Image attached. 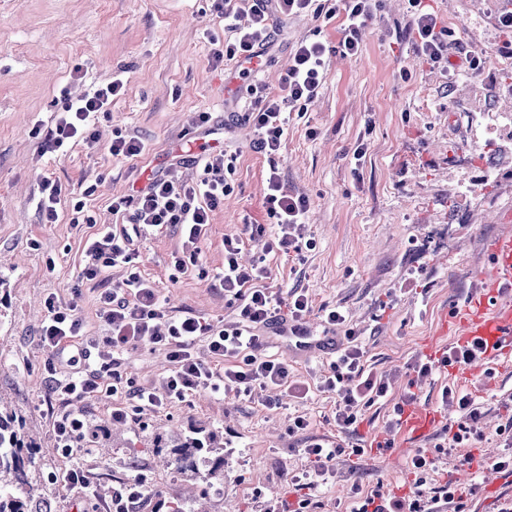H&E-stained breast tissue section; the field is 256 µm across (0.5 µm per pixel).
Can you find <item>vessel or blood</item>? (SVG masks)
Listing matches in <instances>:
<instances>
[{
	"mask_svg": "<svg viewBox=\"0 0 512 512\" xmlns=\"http://www.w3.org/2000/svg\"><path fill=\"white\" fill-rule=\"evenodd\" d=\"M485 288L464 308L457 320L463 338L479 337L488 341L489 359H498L512 348V294H504V286L512 287V236L496 239L489 250L488 267L483 275Z\"/></svg>",
	"mask_w": 512,
	"mask_h": 512,
	"instance_id": "vessel-or-blood-1",
	"label": "vessel or blood"
}]
</instances>
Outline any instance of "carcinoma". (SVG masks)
<instances>
[{
    "label": "carcinoma",
    "instance_id": "obj_1",
    "mask_svg": "<svg viewBox=\"0 0 512 512\" xmlns=\"http://www.w3.org/2000/svg\"><path fill=\"white\" fill-rule=\"evenodd\" d=\"M166 463L177 464L181 475L194 481L200 468L215 478L224 472V448L210 434L204 438L176 439ZM33 444L26 440L23 417L0 409V512H42L40 502L27 489L28 473L35 468Z\"/></svg>",
    "mask_w": 512,
    "mask_h": 512
}]
</instances>
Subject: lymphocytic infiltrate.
<instances>
[{
	"mask_svg": "<svg viewBox=\"0 0 512 512\" xmlns=\"http://www.w3.org/2000/svg\"><path fill=\"white\" fill-rule=\"evenodd\" d=\"M313 0H213V10L223 21L228 33L224 43L215 45L211 57L215 62L251 63L272 46L275 30L272 15L290 18L308 12ZM424 0H409L410 20L404 36L411 41L418 55L434 67L449 69L448 46L451 31L436 14L425 10ZM379 0H324L325 19L341 17V55H356L361 35L373 20ZM249 11L248 24H240L241 11ZM328 74L326 47L318 40H303L291 54L288 68L282 75L279 89L267 92L259 79H251L246 88L248 109L245 120L256 133L254 147L271 160L267 174V192L263 208L268 225H255L263 235L261 258L242 262L239 254L242 241L237 237L224 239V270L216 276L218 288L229 303L235 304L238 320L230 326L203 322L194 314H173L164 310L154 283L131 272L124 287L100 293V313L109 328L107 336L96 342L94 350L76 346L83 322L77 302L62 303L47 298V315L40 327L38 341L47 354L50 373H64L67 366L90 360L91 356L114 358L127 346L147 345L165 354L169 365L166 394L137 389L133 392L138 412L156 411L176 402L186 401L194 392H250L256 386L287 389L295 398H304L307 390L288 381V367L274 358H262L256 351L270 329L287 328L292 336L304 335L302 320L309 311V299L302 290L288 294L287 306H279L265 280L271 271L264 261L271 253L294 254L302 258L299 229L309 211L306 197L290 190L284 183L274 159L288 134L291 113L303 112L318 97ZM125 88L121 76H113L105 85L82 98H71L61 91L62 106L43 131L41 153L56 157L67 152L76 142L94 145L98 134L94 128L99 116L108 114L114 97ZM235 155L207 152L200 156L203 175L195 182H176L154 176L135 195L122 197L111 204L113 216L121 218V228L105 224L85 245L86 264L83 279H99L109 268L130 267L138 257L143 237L167 226L177 227L183 239L182 251L175 256V269H184L194 259L196 243L211 214L224 203L232 191L228 180L234 171ZM323 322L328 327L345 330L347 347L328 363L321 380L323 390L336 393V424L345 432H357L364 411L386 399L389 383L368 371L364 351L354 329L348 328L342 309H327ZM205 341L213 363L200 361L194 354L198 341ZM487 341L475 337L456 342L443 350L441 356L418 364L417 378L454 367L473 366L484 361ZM443 405L456 409L460 418L447 443L435 444L431 450L418 451L410 460L408 472L416 487L414 495L382 497L376 492L353 490L351 512H447L449 505L460 502L459 489L453 481L436 488L433 496H425L422 488L435 469V458L445 447L475 444L482 441L481 411L471 393L457 388H444ZM56 440L63 454L80 449L90 451L97 431L85 411L63 412L55 425Z\"/></svg>",
	"mask_w": 512,
	"mask_h": 512,
	"instance_id": "1",
	"label": "lymphocytic infiltrate"
}]
</instances>
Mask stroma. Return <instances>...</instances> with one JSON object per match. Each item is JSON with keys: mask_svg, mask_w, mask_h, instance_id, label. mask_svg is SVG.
<instances>
[{"mask_svg": "<svg viewBox=\"0 0 512 512\" xmlns=\"http://www.w3.org/2000/svg\"><path fill=\"white\" fill-rule=\"evenodd\" d=\"M424 3L454 33L452 62L470 53L485 58L481 77L453 82L399 37L409 18L407 0H382L360 52L347 57L336 50L338 20L310 12L275 18L279 37L262 57L269 90L277 89L301 40L322 41L329 67L319 98L291 117L271 160L256 152L248 128L234 117L246 79L235 65L210 61L207 35H224L210 0H0V404L24 417L39 445L30 481L46 498V512H97L113 488L140 474L151 487L140 512H167L170 501L185 497L188 482L159 464L156 443L209 433L224 448V474L198 484L207 512H264L272 499L287 497L292 478L307 469L304 448L313 439L368 448L362 457L337 459L334 477L314 490V512H349L352 486L409 492L411 457L442 442L457 418L441 404L447 386L478 398L485 438L474 449H449L438 463V481L474 486L463 499L465 512H497L512 497V474L492 466L505 453L496 430L512 414V364L432 374L413 401L429 409L430 428L415 436L389 424L414 363L454 343L446 324L479 294L492 243L512 235V81L502 74L503 35L494 24L501 2ZM116 73L123 74L125 91L113 100L111 119L99 124L98 143H75L57 160L41 157L34 127L50 120L60 88L85 94ZM202 112L225 123L213 136L214 149L238 155L233 190L204 227L194 265L176 274L172 257L182 237L167 228L140 243V275L155 283L171 310L235 321L212 277L224 267L225 237L264 223L266 173L277 163L285 184L309 199L301 234L315 247L301 261L266 256L267 285L281 295L305 290L308 328L340 345L344 330L325 328L322 318L325 308L345 310L361 336L367 369L388 378L391 401L369 408L358 435L345 437L336 426L335 394L316 387L322 355L274 335L264 353L287 363L290 379L311 384L302 404L285 397L280 407L267 408L271 392L258 387L240 396L204 391L140 414L130 387L162 388L167 363L161 352L131 347L117 376L107 379L115 393L85 406L100 425L93 454L64 455L55 438L64 404L46 399L52 378L38 344L44 301L51 295L77 301L84 343L104 335L98 297L120 287L128 273L116 267L83 280L85 242L98 225L111 223L113 197L132 194L156 175L187 182L199 176L192 158ZM117 129L143 139L146 153L113 158L108 146ZM359 141L367 152L357 165L351 153ZM46 176L62 187L53 224L43 223L37 208ZM91 185L95 193L85 196ZM80 200L93 223H73ZM116 408L127 409L124 422L109 421ZM299 414L311 426L290 433ZM473 456L485 461L480 471L467 464ZM73 466L84 471L87 488L52 482L53 473Z\"/></svg>", "mask_w": 512, "mask_h": 512, "instance_id": "stroma-1", "label": "stroma"}]
</instances>
